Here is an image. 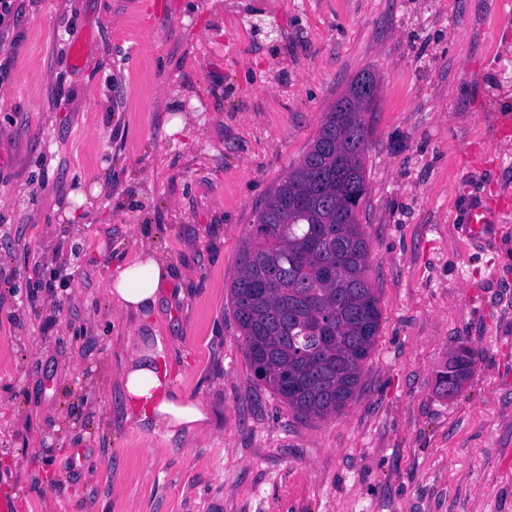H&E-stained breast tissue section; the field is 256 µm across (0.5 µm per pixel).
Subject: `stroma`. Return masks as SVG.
I'll return each mask as SVG.
<instances>
[{
	"mask_svg": "<svg viewBox=\"0 0 512 512\" xmlns=\"http://www.w3.org/2000/svg\"><path fill=\"white\" fill-rule=\"evenodd\" d=\"M16 0L0 26V494L12 512H512V0ZM372 72L360 208L381 319L344 411L258 386L230 312L250 224ZM170 265L151 319L107 284ZM162 342L201 431L120 374ZM476 356L452 398L438 373ZM475 362L473 352L466 345H459L449 356L448 363L438 374V382L441 392L448 397V384H452L455 380L460 381L457 387V394L464 387V383L471 378L473 371L472 364ZM456 394V395H457ZM151 353H136L125 364L120 388L126 403L148 401L150 413L140 420L146 425H165L168 429L200 430L210 422L202 401L187 400L170 386L164 387L149 358Z\"/></svg>",
	"mask_w": 512,
	"mask_h": 512,
	"instance_id": "35a3bbf8",
	"label": "stroma"
}]
</instances>
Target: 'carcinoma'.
<instances>
[{
  "label": "carcinoma",
  "instance_id": "cac0c4a2",
  "mask_svg": "<svg viewBox=\"0 0 512 512\" xmlns=\"http://www.w3.org/2000/svg\"><path fill=\"white\" fill-rule=\"evenodd\" d=\"M374 102L331 108L308 151L271 192L245 236L230 288L254 378L305 420L343 411L379 331L369 243L353 201L367 194L364 119ZM459 345L438 374L442 394L473 371Z\"/></svg>",
  "mask_w": 512,
  "mask_h": 512
}]
</instances>
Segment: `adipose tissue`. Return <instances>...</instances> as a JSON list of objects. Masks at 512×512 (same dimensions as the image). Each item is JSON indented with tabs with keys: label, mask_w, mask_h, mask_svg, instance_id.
Here are the masks:
<instances>
[{
	"label": "adipose tissue",
	"mask_w": 512,
	"mask_h": 512,
	"mask_svg": "<svg viewBox=\"0 0 512 512\" xmlns=\"http://www.w3.org/2000/svg\"><path fill=\"white\" fill-rule=\"evenodd\" d=\"M169 279L166 260L155 248L145 246L120 265L108 293L119 310L146 318L156 312ZM120 388L125 402L150 403V412L144 417L146 424L193 431L210 422L203 402L187 400L177 390L163 386L148 354L138 353L128 360Z\"/></svg>",
	"instance_id": "1"
}]
</instances>
